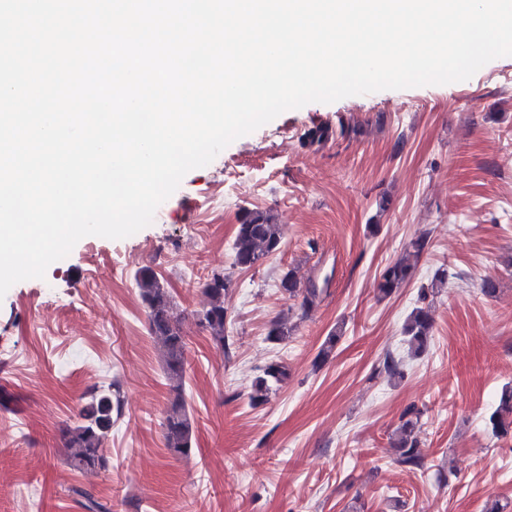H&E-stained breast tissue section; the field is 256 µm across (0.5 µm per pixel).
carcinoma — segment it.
I'll return each instance as SVG.
<instances>
[{
	"label": "carcinoma",
	"mask_w": 512,
	"mask_h": 512,
	"mask_svg": "<svg viewBox=\"0 0 512 512\" xmlns=\"http://www.w3.org/2000/svg\"><path fill=\"white\" fill-rule=\"evenodd\" d=\"M283 237L282 225L260 210H243L233 241L234 265L251 268L280 249ZM415 265L403 257L388 264L380 275L377 290L387 297L413 277ZM140 296L149 311L151 333L158 339L164 361V369L170 389V402L163 419L165 445L177 457H186L192 452L194 426L186 407L184 384L186 376V336L173 313V301L168 291L149 267L141 268L135 277ZM279 288L290 299H301L300 308L312 309L327 289L310 282L299 285L294 271L284 273ZM228 279L224 272L215 271L204 283L207 298L200 311V321L210 335L213 344L226 348L225 324L227 308L224 298ZM432 329V318L424 307H416L409 314L403 334L408 337L409 355L417 357L425 352ZM291 328L280 319L271 322L267 339L282 343L290 337ZM288 379V368L280 362L266 365L251 382L252 405L266 403L271 394ZM123 416V400L120 385L109 383L93 388L89 399L77 414L74 425L66 426L62 432L64 448L69 465L83 473L98 472L108 468L105 445L112 434V427ZM420 412L408 409L401 417L392 441L395 462L404 467H421L424 464L419 440ZM492 431L496 434L507 431L512 425V387L502 390L496 411L490 417ZM81 498L85 512H108L105 504L82 488L73 489Z\"/></svg>",
	"instance_id": "1"
}]
</instances>
